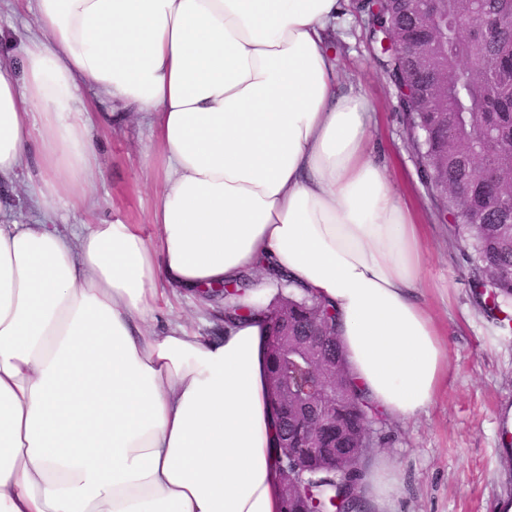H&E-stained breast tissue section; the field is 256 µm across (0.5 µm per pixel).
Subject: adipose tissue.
I'll return each mask as SVG.
<instances>
[{"mask_svg":"<svg viewBox=\"0 0 512 512\" xmlns=\"http://www.w3.org/2000/svg\"><path fill=\"white\" fill-rule=\"evenodd\" d=\"M342 0H35L0 59V182L40 220H0V512H280L266 326L207 338L164 318L283 271L337 311L358 389L415 417L448 370L417 298L422 233L374 153L371 105L325 40ZM136 116L163 189L140 225L91 219L99 177L82 93ZM37 176L23 177L24 159ZM67 194L89 216L63 229Z\"/></svg>","mask_w":512,"mask_h":512,"instance_id":"1","label":"adipose tissue"}]
</instances>
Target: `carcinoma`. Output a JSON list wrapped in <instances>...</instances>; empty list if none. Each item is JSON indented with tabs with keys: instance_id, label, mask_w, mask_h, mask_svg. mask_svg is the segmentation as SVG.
<instances>
[{
	"instance_id": "obj_1",
	"label": "carcinoma",
	"mask_w": 512,
	"mask_h": 512,
	"mask_svg": "<svg viewBox=\"0 0 512 512\" xmlns=\"http://www.w3.org/2000/svg\"><path fill=\"white\" fill-rule=\"evenodd\" d=\"M404 0L360 2L370 33L390 30L400 37L413 32L403 16ZM512 0H432V18L448 19L436 27L438 38L429 53L430 67L420 70L412 59L381 51L390 78L405 77L419 85L430 82L433 72L447 73L448 95L435 102L436 111L403 104L405 119L418 163L424 176L448 187L439 197L438 218L452 221L455 231L472 247L475 265L472 287L484 310L503 327L512 325ZM470 19L492 25L487 37H475L460 28ZM276 295L288 294V341L285 360L267 355V375L284 372L295 387L281 409L293 423L288 427V446L307 426L300 405L302 396L320 375L304 358L303 334L309 322L318 323L339 340L336 313L315 296L292 287L288 277L266 270ZM339 378L345 397L336 403V432L324 433L319 448L302 454L308 493L282 501V512H317L335 509V497L344 496L343 508L364 512L369 471L364 460L369 450L356 451L358 440L384 436L365 425L367 405L354 389L348 364Z\"/></svg>"
}]
</instances>
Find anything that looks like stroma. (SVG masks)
Returning <instances> with one entry per match:
<instances>
[{
  "label": "stroma",
  "mask_w": 512,
  "mask_h": 512,
  "mask_svg": "<svg viewBox=\"0 0 512 512\" xmlns=\"http://www.w3.org/2000/svg\"><path fill=\"white\" fill-rule=\"evenodd\" d=\"M33 26L27 0H0V56L18 58ZM329 45L343 80L360 86L371 103L373 134L393 163L394 187L425 226L418 297L436 317L448 355V374L433 404L409 421L382 419L385 443L366 467L400 474L387 512H504L512 504V437L503 434L512 410V331L500 329L479 305L471 252L451 224L436 218L395 87L353 8L337 20ZM91 135L102 168L91 189L99 218L149 224L161 180L141 164L146 128L135 121L116 128L99 122Z\"/></svg>",
  "instance_id": "1"
}]
</instances>
